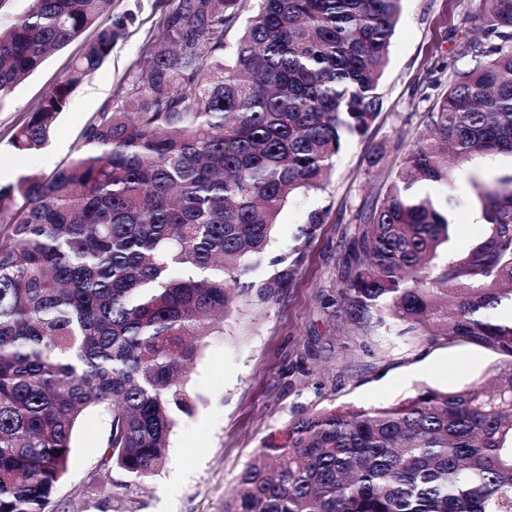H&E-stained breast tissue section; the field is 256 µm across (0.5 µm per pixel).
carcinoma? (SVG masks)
<instances>
[{
  "label": "carcinoma",
  "instance_id": "cac0c4a2",
  "mask_svg": "<svg viewBox=\"0 0 512 512\" xmlns=\"http://www.w3.org/2000/svg\"><path fill=\"white\" fill-rule=\"evenodd\" d=\"M242 0H176L123 99L75 156L0 186V512H48L84 416L104 415L100 467L166 461L186 372L244 290L291 195L321 188L343 136L381 108L401 0H260L224 59ZM471 63L453 68L381 203L360 215L341 294L420 336L500 356L488 382L293 419L248 464L224 512H512V175L473 187L485 230L448 242L450 164L512 156V0H481ZM94 27L96 38L10 139L45 147L71 93L127 34L112 0H32L0 29V99ZM288 285L283 270L265 298Z\"/></svg>",
  "mask_w": 512,
  "mask_h": 512
}]
</instances>
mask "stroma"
Here are the masks:
<instances>
[{
    "label": "stroma",
    "mask_w": 512,
    "mask_h": 512,
    "mask_svg": "<svg viewBox=\"0 0 512 512\" xmlns=\"http://www.w3.org/2000/svg\"><path fill=\"white\" fill-rule=\"evenodd\" d=\"M479 0H402L390 63L378 88L382 107L364 134L343 140L323 189L289 198L278 215L264 258L244 281L249 289L208 336L188 373L193 410L176 413L165 464L144 478L98 467L107 424L88 413L72 440V465L49 512H224L241 471L280 439L297 414L325 408L385 406L429 387L460 391L488 379L499 358L484 348L450 344L387 329L377 315L356 317L340 297V273L363 208L381 199L403 164L424 119L447 84L462 41L474 37ZM174 0H112L113 17L129 16L128 33L87 83L69 97L48 145L20 154L9 145L20 126L77 57L87 30L52 54L13 93L0 100V170L48 172L73 157L90 119L128 89L144 45L164 30ZM382 149L377 167L368 156ZM512 174V158L477 154L451 169L454 227L436 267L466 255L482 230L473 182ZM326 210L309 228L306 218ZM289 270L277 300L261 286Z\"/></svg>",
    "instance_id": "35a3bbf8"
}]
</instances>
